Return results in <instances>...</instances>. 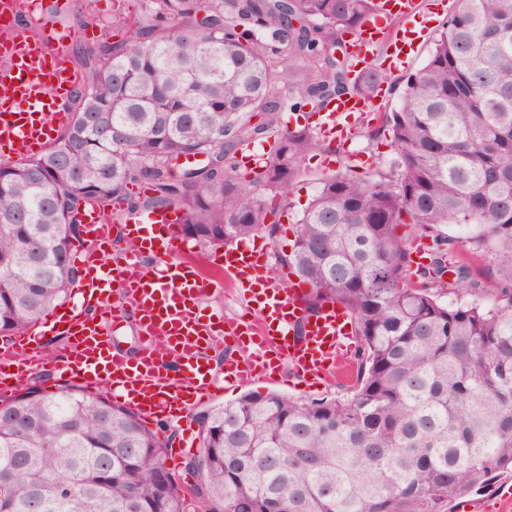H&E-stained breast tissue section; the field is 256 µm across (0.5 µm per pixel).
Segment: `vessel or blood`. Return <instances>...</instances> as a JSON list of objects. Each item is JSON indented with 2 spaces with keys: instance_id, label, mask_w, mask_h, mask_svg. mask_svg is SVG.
<instances>
[{
  "instance_id": "1",
  "label": "vessel or blood",
  "mask_w": 512,
  "mask_h": 512,
  "mask_svg": "<svg viewBox=\"0 0 512 512\" xmlns=\"http://www.w3.org/2000/svg\"><path fill=\"white\" fill-rule=\"evenodd\" d=\"M380 9L367 19L350 44L358 66L373 63L382 44H390L388 68L405 66L429 28H405L419 12L418 0H378ZM42 0H30L13 13V25L36 28L35 38L0 43V154L12 158L43 151L72 114L69 97L77 75L62 57H48L49 46L63 47L73 29L46 24ZM401 22L392 30V22ZM372 103L362 96L333 100L314 121L326 139H350ZM83 236L76 255L84 275L65 307L53 309L24 333L0 344V394L11 395L31 362L52 361L61 384L79 381L88 391L108 386L113 402L148 421L180 420L186 409L216 397L208 352L224 340V381L249 385L277 382L280 367L293 375L348 381L353 365V324L340 305L328 303L316 315L305 312L303 284L275 270L266 251L228 245L210 259L212 275H203L187 257L174 232L173 210L126 213L113 224L103 208L83 213ZM132 241L123 255L106 261L115 237ZM121 304L112 306L113 286ZM218 288L240 291L249 315L232 318L204 313L203 299ZM137 318L142 342L139 357L107 349L110 324L125 313ZM63 337L64 353L50 355L42 340Z\"/></svg>"
}]
</instances>
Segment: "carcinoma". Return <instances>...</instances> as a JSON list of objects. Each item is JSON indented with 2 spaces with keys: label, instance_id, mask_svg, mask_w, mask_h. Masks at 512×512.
Segmentation results:
<instances>
[{
  "label": "carcinoma",
  "instance_id": "cac0c4a2",
  "mask_svg": "<svg viewBox=\"0 0 512 512\" xmlns=\"http://www.w3.org/2000/svg\"><path fill=\"white\" fill-rule=\"evenodd\" d=\"M375 0H113L112 27L74 55L84 69L72 121L43 152L0 162V339L26 330L76 284L73 241L89 204L172 208L205 248L256 234L285 206L309 128L285 112L318 111L344 93L371 97L385 75L349 76L322 53L373 14ZM288 65L279 69L271 57ZM278 134L247 180L236 153ZM387 173L320 179L278 255L309 286L306 308L338 303L355 320L348 397L295 401L247 392L196 416L181 493L161 425L100 390L48 393L23 377L0 402V512H451L512 472V0H458L426 63L403 80ZM204 154L179 178L171 165ZM145 185L139 197L131 187ZM449 224L493 262L497 293L452 264ZM400 226L408 234L398 235ZM430 239L429 263L411 242ZM454 277L444 282L447 272ZM452 299L441 300L443 288Z\"/></svg>",
  "mask_w": 512,
  "mask_h": 512
}]
</instances>
